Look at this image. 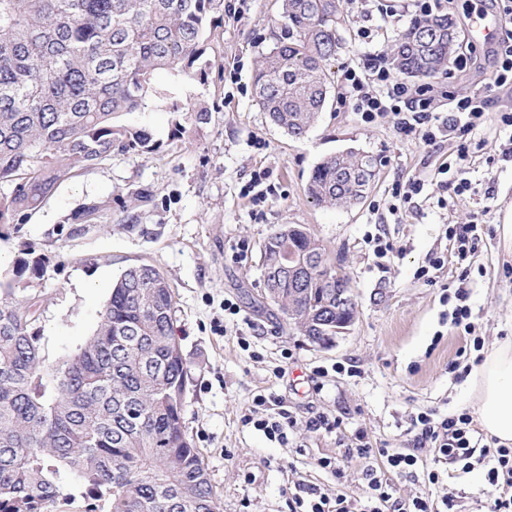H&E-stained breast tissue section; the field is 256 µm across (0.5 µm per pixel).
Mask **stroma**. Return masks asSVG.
<instances>
[{"instance_id": "stroma-1", "label": "stroma", "mask_w": 512, "mask_h": 512, "mask_svg": "<svg viewBox=\"0 0 512 512\" xmlns=\"http://www.w3.org/2000/svg\"><path fill=\"white\" fill-rule=\"evenodd\" d=\"M280 0H224V20L205 42V72L181 80L210 107V120L184 139L170 130L174 114L148 108L134 114L158 143L151 152L113 151L99 165L62 182L40 210L0 224V283L15 281V296L35 301L32 324L48 360L79 351L93 334L113 281L135 264H152L175 296L174 326L189 367L185 430L208 468L224 512H289L300 485L365 503L368 459L353 455L358 433L372 445H410V414L476 411L463 403L465 379L449 366L474 338L491 345L512 337V254L497 233H482L471 262L467 302L473 334L454 327L445 288H457V264L446 236L452 224L485 218L499 224L512 206V162L500 160L506 132L498 115L512 111L502 91L476 132L481 149L467 167L470 189L454 208L440 203L438 171L452 142L424 146L401 137L392 123H362L329 101L301 139L274 126L256 101L252 76L279 33ZM339 27L343 50L329 66L339 82L345 66L366 52L385 54L411 24L382 23L359 0L345 5ZM371 29V39L361 30ZM380 158L374 184L351 206L326 207L306 187L324 157L346 151ZM424 184L415 207L392 211V183ZM149 194L137 201V192ZM102 210L90 221L72 216L90 203ZM313 232L331 256L342 258L357 305L349 333L331 348L312 346L273 306H260L264 290L260 246L279 225ZM380 236L395 251L379 259L369 239ZM43 257L39 276L15 280L21 259ZM446 263L435 285L419 279L431 257ZM238 314L225 312V302ZM291 359H283V352ZM274 396L294 424L285 442L243 425L257 395ZM341 420L339 428L312 430L310 418ZM331 460L323 469L319 460ZM487 465L450 472L427 487L422 468L389 473L393 498L432 493L479 512L478 491Z\"/></svg>"}]
</instances>
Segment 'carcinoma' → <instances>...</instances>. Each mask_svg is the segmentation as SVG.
Wrapping results in <instances>:
<instances>
[{
	"label": "carcinoma",
	"instance_id": "carcinoma-1",
	"mask_svg": "<svg viewBox=\"0 0 512 512\" xmlns=\"http://www.w3.org/2000/svg\"><path fill=\"white\" fill-rule=\"evenodd\" d=\"M281 34L253 77L258 104L292 138L326 109L327 63L342 50L344 0H280ZM224 0H0V224L36 212L78 168L112 151H149L152 131L128 119L146 101L197 124L208 104L181 91L199 64ZM458 34L448 15L412 22L393 44L395 69L427 79L448 70ZM157 69L171 79L151 82ZM353 151L325 157L307 193L319 205L357 203L369 178ZM265 290L302 335L330 336L356 309L336 305L351 290L342 259L298 224H283L260 248ZM323 257L306 278L285 273L291 255ZM42 258L20 261L15 281L38 276ZM174 292L160 270L128 267L113 283L94 334L50 362L30 331L34 303L0 299V512H58L75 496L87 512H223L207 466L183 423L189 369L174 333Z\"/></svg>",
	"mask_w": 512,
	"mask_h": 512
}]
</instances>
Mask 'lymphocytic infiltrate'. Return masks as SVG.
Listing matches in <instances>:
<instances>
[{"instance_id": "f902f5d3", "label": "lymphocytic infiltrate", "mask_w": 512, "mask_h": 512, "mask_svg": "<svg viewBox=\"0 0 512 512\" xmlns=\"http://www.w3.org/2000/svg\"><path fill=\"white\" fill-rule=\"evenodd\" d=\"M502 36L494 46V75L482 90L469 94L445 92L448 109L433 111L435 101L431 83L408 84L395 80L385 60L368 54L363 66L344 67L341 75L340 107L355 113L362 122L372 124L391 120L399 134L420 140L433 147L451 140L455 143L457 161L470 158L472 134L491 112L495 97L504 87L512 88V0H499ZM414 430L412 446L408 449L374 448L359 442L355 451L362 457L384 459L390 468L406 472L416 465L424 467V482L439 484L448 464L470 470L474 457H493L487 472L488 487L483 493L487 512H512V448L505 445L481 444L469 412L440 416L427 410L411 418ZM430 449L432 460L423 464L419 452Z\"/></svg>"}]
</instances>
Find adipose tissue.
Segmentation results:
<instances>
[{
	"label": "adipose tissue",
	"mask_w": 512,
	"mask_h": 512,
	"mask_svg": "<svg viewBox=\"0 0 512 512\" xmlns=\"http://www.w3.org/2000/svg\"><path fill=\"white\" fill-rule=\"evenodd\" d=\"M465 396L478 405L483 429L512 444V341L486 350L470 376Z\"/></svg>",
	"instance_id": "adipose-tissue-1"
}]
</instances>
